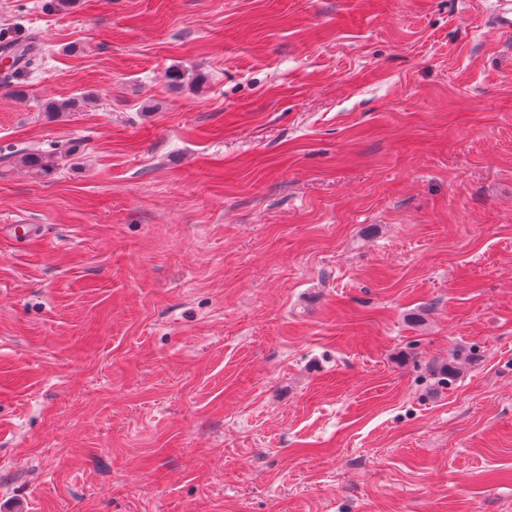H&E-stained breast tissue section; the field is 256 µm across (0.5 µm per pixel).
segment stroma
I'll return each instance as SVG.
<instances>
[{"label":"stroma","instance_id":"obj_1","mask_svg":"<svg viewBox=\"0 0 512 512\" xmlns=\"http://www.w3.org/2000/svg\"><path fill=\"white\" fill-rule=\"evenodd\" d=\"M493 6L0 0V512H512ZM4 52L6 58L11 60V63L3 72V81L5 84H11L12 80L17 78L25 70L35 69V66H37L38 62L41 60L40 48L34 41L14 40L7 42L3 46V53ZM31 151L22 154L19 157L20 163L28 168L36 177H46L50 175L55 165L50 160V156L43 153Z\"/></svg>","mask_w":512,"mask_h":512}]
</instances>
